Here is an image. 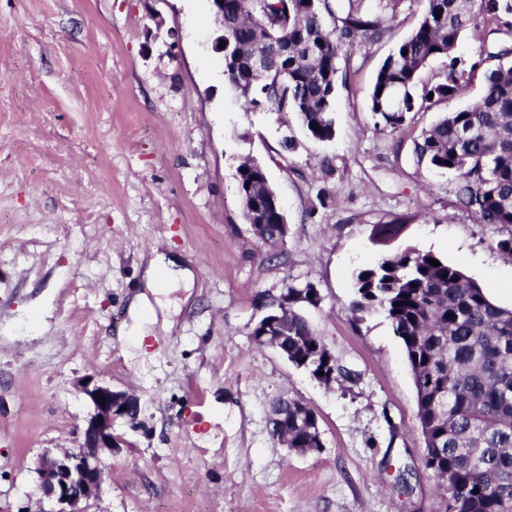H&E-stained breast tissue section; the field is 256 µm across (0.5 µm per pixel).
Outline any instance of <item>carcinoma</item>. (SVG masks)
<instances>
[{"instance_id": "1", "label": "carcinoma", "mask_w": 512, "mask_h": 512, "mask_svg": "<svg viewBox=\"0 0 512 512\" xmlns=\"http://www.w3.org/2000/svg\"><path fill=\"white\" fill-rule=\"evenodd\" d=\"M418 24L380 63L370 94L375 125L396 131L435 102L458 95L467 72L483 69L484 90L444 113L415 142L417 163L456 177L455 205L481 223L512 228V43L479 40L470 67L455 55L468 26L512 15V0H426ZM440 16H435V13ZM388 18L366 0H224V76L246 105L296 112L307 132L335 134L339 51L347 40L380 41ZM448 60L446 81L417 88L420 70ZM320 130H315L312 124ZM247 222L266 243L286 236L283 210L264 168H237ZM403 224H376L386 243ZM434 259L439 265L433 266ZM290 285L282 324L288 362L319 370L326 347L300 309L304 288ZM352 314L383 312L411 367L417 419L425 442L422 470L437 481L443 512H512V309L495 306L459 268L408 247L354 275ZM295 400L272 411L271 435L290 448H318V435Z\"/></svg>"}]
</instances>
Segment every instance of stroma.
Returning a JSON list of instances; mask_svg holds the SVG:
<instances>
[{"instance_id": "1", "label": "stroma", "mask_w": 512, "mask_h": 512, "mask_svg": "<svg viewBox=\"0 0 512 512\" xmlns=\"http://www.w3.org/2000/svg\"><path fill=\"white\" fill-rule=\"evenodd\" d=\"M425 7L402 0L380 42L343 50L322 142L297 113L249 110L228 90L210 0H0V512H51L32 494L39 463L75 448L90 377L134 394L145 427L114 423L127 443L104 453L83 512H437L425 474L396 489L425 450L402 343L384 314L348 310L354 274L408 247L512 308L500 229L457 210L454 177L414 154L481 76L402 130L372 118L377 69ZM245 156L281 200L285 241L261 243L244 218ZM398 218L397 238L372 240ZM156 251L193 283L148 324ZM306 282L322 301L304 314L353 381L323 385L252 337L270 300ZM288 399L315 412L321 451L272 439L271 407Z\"/></svg>"}]
</instances>
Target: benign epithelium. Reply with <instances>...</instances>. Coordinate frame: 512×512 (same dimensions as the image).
<instances>
[{"label": "benign epithelium", "instance_id": "benign-epithelium-1", "mask_svg": "<svg viewBox=\"0 0 512 512\" xmlns=\"http://www.w3.org/2000/svg\"><path fill=\"white\" fill-rule=\"evenodd\" d=\"M284 309H288V304L281 305L277 299L269 302V311L255 326L257 340L278 348V343L285 339L280 329ZM82 391L91 400L94 412L78 448L46 459L41 467L39 489L56 505L50 512H82L78 504L90 499L102 481L100 455L126 443L123 436L113 433L115 420L126 419L132 428L139 427V402L132 395L91 380L82 386ZM100 396L104 397L102 403L98 401Z\"/></svg>", "mask_w": 512, "mask_h": 512}]
</instances>
